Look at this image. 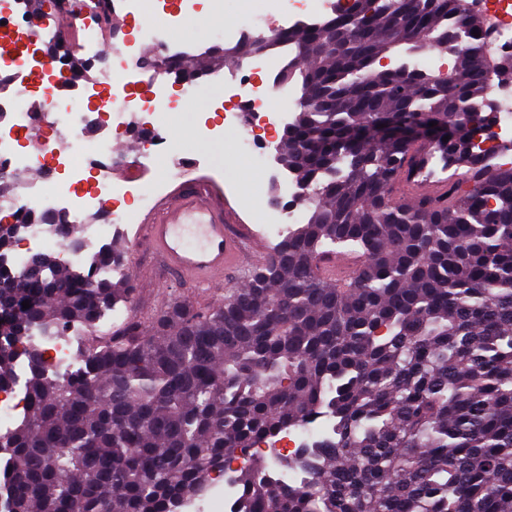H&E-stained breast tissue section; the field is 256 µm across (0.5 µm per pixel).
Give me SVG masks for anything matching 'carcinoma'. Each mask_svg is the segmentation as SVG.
Instances as JSON below:
<instances>
[{
    "label": "carcinoma",
    "mask_w": 512,
    "mask_h": 512,
    "mask_svg": "<svg viewBox=\"0 0 512 512\" xmlns=\"http://www.w3.org/2000/svg\"><path fill=\"white\" fill-rule=\"evenodd\" d=\"M484 30L466 0H354L302 25L181 59L283 53L300 86L284 165L313 199L224 304L175 301L47 372L35 334L59 336L130 301L52 253L0 288V384L23 347L28 404L0 432V512H182L231 474L234 512H512V169L474 150L491 121ZM403 51L449 53L446 73L381 69ZM429 124L411 141L351 135ZM448 141H443L444 137ZM433 146L446 184L407 201L403 171ZM351 255L346 274L320 256ZM120 266L115 248L86 267ZM29 301L25 309L23 301ZM316 425L290 457L258 451Z\"/></svg>",
    "instance_id": "1"
}]
</instances>
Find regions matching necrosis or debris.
<instances>
[{"mask_svg": "<svg viewBox=\"0 0 512 512\" xmlns=\"http://www.w3.org/2000/svg\"><path fill=\"white\" fill-rule=\"evenodd\" d=\"M471 7L487 21L483 35L486 46L500 54H512V0H473ZM13 13L11 0H0V34L13 39L36 64L43 66L42 96L50 107L44 112L33 110L28 104L32 94L29 82L14 77L10 61L0 59V86L9 93L6 102L0 103V117L7 119L10 131L18 136L38 127L48 128L55 147L44 154L43 166L63 171L67 180L51 196L37 192L30 183L17 185L12 194L0 196V213L8 214L18 223L31 211L49 213L54 211L56 202H63L70 223L82 228L85 253L96 252L107 231L102 225L89 223L90 211L101 208L104 201H111L113 222L125 223L128 214L123 204L128 196L137 195L144 204L151 200L142 188L141 172L169 149L154 115L158 109L173 107L175 101L160 91L138 96V83L127 70L126 58L131 48L146 45L155 51L157 69L168 68L172 59L170 32L164 26L148 27L111 43L108 64L93 77L72 78L73 90L67 93L55 89L60 78L67 75V66L44 65L43 48L54 40L52 30L13 22ZM281 66V60L257 56L246 62L245 75L224 83V94L232 102L231 108L224 111V121L253 130V138L243 140L241 148L255 158L264 143L276 137L284 113L296 109L295 98L285 99L270 92L267 77L280 71ZM495 94L494 122L478 137L476 150L492 167H512V83L496 88ZM95 112L118 128L128 125L133 113H141L148 129L139 155H116L111 138L89 136L88 126ZM92 157L111 159L113 168L124 172V179L116 183L102 177L89 180L84 162ZM83 340L82 331L76 329L69 335L38 337L37 343L51 368L62 372L73 367Z\"/></svg>", "mask_w": 512, "mask_h": 512, "instance_id": "necrosis-or-debris-1", "label": "necrosis or debris"}]
</instances>
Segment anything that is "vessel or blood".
Returning <instances> with one entry per match:
<instances>
[{
	"label": "vessel or blood",
	"mask_w": 512,
	"mask_h": 512,
	"mask_svg": "<svg viewBox=\"0 0 512 512\" xmlns=\"http://www.w3.org/2000/svg\"><path fill=\"white\" fill-rule=\"evenodd\" d=\"M435 155L434 148H427L423 163L405 174L415 193L443 186L448 171L436 165ZM144 239L168 270L198 288L212 287L230 271L259 265L266 256L250 229L237 223L234 211L205 182L165 199L146 225Z\"/></svg>",
	"instance_id": "vessel-or-blood-1"
}]
</instances>
